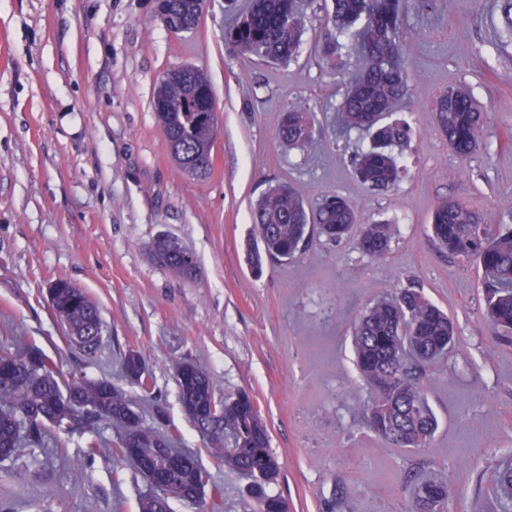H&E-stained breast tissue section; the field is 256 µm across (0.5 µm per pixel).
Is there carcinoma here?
<instances>
[{"label":"carcinoma","instance_id":"1","mask_svg":"<svg viewBox=\"0 0 512 512\" xmlns=\"http://www.w3.org/2000/svg\"><path fill=\"white\" fill-rule=\"evenodd\" d=\"M201 0H167L172 25H199ZM321 60L331 65L342 49L354 57L347 93L336 107V130L352 150L355 176L371 191L383 194L401 179L398 154L409 147L413 131L391 116L415 78L412 49L419 33L404 23L411 10L432 8L434 0H332ZM302 0H251L250 9L224 28L225 48L273 65H287L298 55L304 33ZM213 92L206 73L188 67V74L156 85L153 109L177 168L204 174L212 166L217 134L216 103L211 115L202 116L207 94ZM433 119L448 147L465 161L480 146L486 108L466 85L442 92L432 107ZM315 119L303 108L283 113L278 139L290 147L314 141ZM366 134L370 144L351 140ZM253 238L247 240L245 262L260 276L269 263L286 264L309 248L314 237L334 247L351 241L371 262H385L391 252L395 225L370 223L342 196H322L309 208L293 187L276 183L257 199L252 209ZM431 237L441 251L462 264L482 270L484 316L502 336L512 335V224H486L466 202L440 201L431 216ZM182 245L162 233L150 246L152 259L176 276L189 279L198 270L197 258L185 259ZM56 308L72 343L86 355L100 345L103 323L97 304L80 288L59 279ZM358 377L371 392L366 402L367 427L397 448H413L406 479L414 490L412 512H448L451 489L443 473L422 478L435 466L423 456L430 447L438 420L429 403L426 382L431 369L456 347L455 326L448 314L423 296L418 288L395 287L372 299L357 317L351 336ZM32 349L0 348V362L11 369L0 381V454L13 461L25 450L55 440L58 456L68 457L67 443L74 436H93L88 455L103 453L124 459L122 442L138 449L134 468L154 487L164 480L157 449L173 444V434L161 407L155 424H144L141 413L125 390L112 380L67 379L50 358L32 368ZM145 355L125 354L122 374L142 392L153 382L141 383ZM182 407L209 447L217 463L250 480L258 512H289L288 502L269 496L264 486L277 481L281 466L269 449L267 424L252 397L241 392L219 399L209 375L197 364L183 361L176 368ZM111 423L122 429L118 442L98 437L95 424ZM504 492L503 512H512V460L496 469ZM210 475L198 460L182 468L181 481L171 497L187 502L202 499ZM139 512H170L168 498L154 491L140 501Z\"/></svg>","mask_w":512,"mask_h":512}]
</instances>
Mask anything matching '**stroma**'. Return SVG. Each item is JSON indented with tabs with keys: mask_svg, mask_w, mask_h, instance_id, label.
Returning <instances> with one entry per match:
<instances>
[{
	"mask_svg": "<svg viewBox=\"0 0 512 512\" xmlns=\"http://www.w3.org/2000/svg\"><path fill=\"white\" fill-rule=\"evenodd\" d=\"M321 0H306L297 62L266 65L224 48L234 16L206 0L196 30L174 34L155 0H0V346L41 349L65 378L109 376L124 385L146 424L162 406L176 447L194 455L224 494L171 512H257L250 484L213 462L186 418L175 378L198 364L217 396L250 392L281 463L271 495L290 512H325L334 494L355 512H403L413 457L364 424L349 337L364 303L416 283L454 320L459 344L431 376L439 427L429 449L447 467L451 512H501L495 469L512 457V343L486 325L476 267L454 262L429 239L446 196L512 224V34L498 0H435L409 13L421 33L416 78L399 116L417 138L395 190L371 194L352 175L334 113L349 67H322ZM190 64L211 77L218 131L210 174L179 171L152 108L158 78ZM469 84L490 108L481 145L460 162L427 108L439 91ZM315 112L321 133L306 149L280 143L289 106ZM284 181L309 201L338 193L364 218L390 220L388 261L371 263L348 244L313 243L287 265L254 277L244 262L250 205ZM170 234L198 258L194 279L153 263L147 247ZM64 279L96 301L104 324L94 356L72 345L47 299ZM138 350L152 397L125 384L121 357ZM52 446L0 462L5 512H138L150 485L125 461L90 459L82 444L44 465Z\"/></svg>",
	"mask_w": 512,
	"mask_h": 512,
	"instance_id": "35a3bbf8",
	"label": "stroma"
}]
</instances>
